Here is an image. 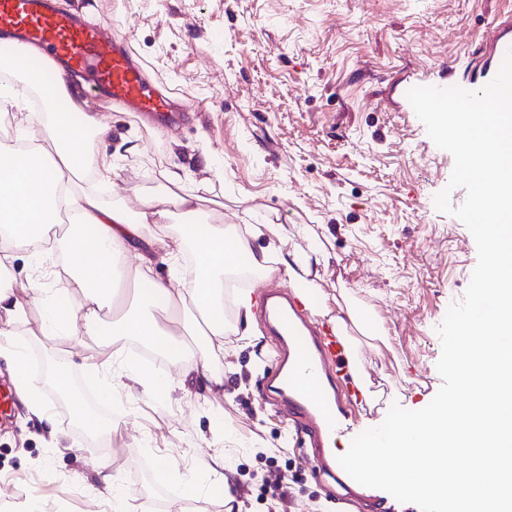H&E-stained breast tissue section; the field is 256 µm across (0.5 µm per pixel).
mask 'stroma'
<instances>
[{"label": "stroma", "instance_id": "obj_1", "mask_svg": "<svg viewBox=\"0 0 512 512\" xmlns=\"http://www.w3.org/2000/svg\"><path fill=\"white\" fill-rule=\"evenodd\" d=\"M62 9L110 23L147 81L191 106L178 128L164 131L110 105L103 121L112 137L89 149L112 167L113 202L139 209L161 194L166 172L180 169L183 190L203 197L205 219L238 229L253 250L280 241L301 252L320 247L325 304L344 296L384 331L352 338L378 392L377 408L360 415L364 427L379 426L392 404L427 406L442 384L437 328L463 298L477 249L466 226L434 204L454 160L406 94L488 81L487 46L512 17V0H62ZM180 222L175 213L145 227L166 235L172 254L155 261L152 278L170 280L172 260L195 261ZM64 266L59 244L13 250L8 276L29 309L0 335V388L23 346L67 360L76 380L83 365L111 361L101 381L114 390L104 406L93 392L64 402L49 425L19 402L0 412V512H112L97 476L104 463L130 512H169L189 479L205 489L191 512H225L228 494L246 512H336V486L264 402L278 360L267 334L246 333L262 322L243 320L237 292L227 299L224 349L205 357L224 386L201 392L180 386L172 361L139 357L137 337L107 346L78 332L49 333L40 306L62 288L56 273ZM132 359L163 372L167 397L120 384ZM92 409L112 425L95 445L77 428ZM223 450L235 470L225 494L206 466ZM151 460L162 468H148ZM273 474L286 496L269 487Z\"/></svg>", "mask_w": 512, "mask_h": 512}]
</instances>
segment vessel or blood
Listing matches in <instances>:
<instances>
[{"instance_id":"vessel-or-blood-1","label":"vessel or blood","mask_w":512,"mask_h":512,"mask_svg":"<svg viewBox=\"0 0 512 512\" xmlns=\"http://www.w3.org/2000/svg\"><path fill=\"white\" fill-rule=\"evenodd\" d=\"M30 45L42 49L49 77L84 79L90 108L118 102L136 117L176 120L172 101L144 82L127 39L111 25L59 11L52 0H0V51L16 55ZM251 292L279 358L270 400L307 433L314 456L339 490V512H355L356 503L373 498L374 491L350 478L337 461L340 440L360 404L356 389L341 381L348 343L314 315L313 303L262 284L252 285Z\"/></svg>"}]
</instances>
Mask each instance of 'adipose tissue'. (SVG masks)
Instances as JSON below:
<instances>
[{
	"label": "adipose tissue",
	"instance_id": "1",
	"mask_svg": "<svg viewBox=\"0 0 512 512\" xmlns=\"http://www.w3.org/2000/svg\"><path fill=\"white\" fill-rule=\"evenodd\" d=\"M4 62L25 74L26 82L0 85V112L18 107L33 87L53 110L29 150L0 143V234L8 235L11 246L25 247L33 240L46 239L49 225L56 223L60 214L73 219L65 245L75 263L67 269L65 289L46 311V321L70 330L83 324L86 336L106 345L127 336L139 337L171 356L200 387H223V373L210 370L196 353L201 348L210 352L224 345V273L236 268V252L240 249L248 251L251 269L271 272L270 254L251 251L247 239L225 232L223 226L196 222L195 217L202 210L199 194L176 195L174 201L186 219L179 227L181 239L198 256L193 277L181 280L176 289L154 283L135 297L124 315L110 323L102 322L97 314L100 302L111 297L127 258H136V271L142 275L149 270L155 255L167 249L165 238L146 236L144 228L168 220L170 213L153 201L143 202L138 212L123 204L107 205L90 192L76 188L71 179L75 168L100 178L110 174L94 155L73 146L77 140L104 136L106 126L84 114V103L74 86H42L29 73L25 61L8 55ZM77 297L84 300L79 310L73 305ZM162 305L193 308V316L183 322L185 337L174 336L160 327L155 313ZM190 334L200 337V345L187 343Z\"/></svg>",
	"mask_w": 512,
	"mask_h": 512
}]
</instances>
